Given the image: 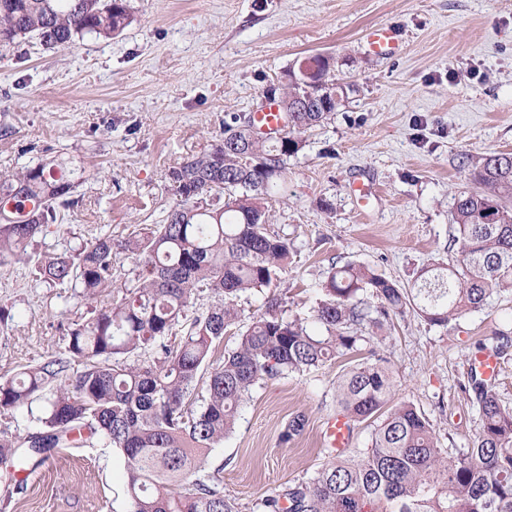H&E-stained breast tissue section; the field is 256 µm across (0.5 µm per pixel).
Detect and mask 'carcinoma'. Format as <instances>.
I'll list each match as a JSON object with an SVG mask.
<instances>
[{
	"mask_svg": "<svg viewBox=\"0 0 512 512\" xmlns=\"http://www.w3.org/2000/svg\"><path fill=\"white\" fill-rule=\"evenodd\" d=\"M132 22L125 0H0V52L32 35L67 48L90 35L110 39ZM288 70L282 99L288 129L257 136L252 125L224 123V138L170 171L177 202L165 222L114 240L96 236L72 252L33 257L27 247L73 204L72 184L43 163L0 181V199L21 207V220L0 213V267L34 263L39 279L68 285L87 300L112 287L114 251L136 257L130 297L95 311L68 330V356L20 376L0 378V409L45 399L43 429L0 436V461L38 457L41 464L77 434L101 435L124 458L129 512H240L221 480L200 475L209 450L235 429L240 407L261 381L304 373L360 347L356 364L336 385L339 414L364 421L391 400L393 372L377 352L393 317L414 307L446 326L479 310L492 294L512 293V152L471 163L475 189L455 199L457 245L443 266L423 269L402 288L366 265L332 267L311 320L286 314L275 297L241 331L223 364L209 371L200 408L186 409L198 374L210 365L239 319L241 294L268 288L288 267V239L269 228L268 197L283 188L297 135L319 125L336 105ZM309 107L294 111L301 97ZM210 290L215 305L184 324L194 296ZM134 355L146 363L131 364ZM84 370L69 374L71 360ZM477 405L481 427L455 455L442 447L428 417L403 402L387 411L370 447L328 453L317 474L255 502L258 512H512V408L470 370L462 385Z\"/></svg>",
	"mask_w": 512,
	"mask_h": 512,
	"instance_id": "carcinoma-1",
	"label": "carcinoma"
}]
</instances>
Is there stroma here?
Masks as SVG:
<instances>
[{"label":"stroma","mask_w":512,"mask_h":512,"mask_svg":"<svg viewBox=\"0 0 512 512\" xmlns=\"http://www.w3.org/2000/svg\"><path fill=\"white\" fill-rule=\"evenodd\" d=\"M118 36L50 49L26 37L0 56V174L38 163L74 170L71 197L31 248L59 254L86 239H120L162 223L176 202L169 172L210 149L230 116L246 118L263 92L308 56L334 59L346 98L300 135L285 189L268 204L271 230L293 259L271 291L238 301L239 323L269 295L310 318L332 265L364 264L404 288L447 261L454 202L470 189L466 158L512 152V0H129ZM394 27L391 58L362 37ZM376 185L365 214L352 182ZM0 375L63 356L70 324L93 304L36 280L30 264L0 268ZM512 336V294L442 327L415 311L394 318L378 346L396 379L393 402L413 403L443 447H467L480 427L461 386L472 355ZM351 352L318 369L256 385L235 431L211 448L204 473L251 512L260 497L312 477L328 460L324 422L336 380L365 361ZM304 432L283 434L295 414ZM0 512H129L124 460L101 438L59 449L33 467L0 464Z\"/></svg>","instance_id":"stroma-1"}]
</instances>
